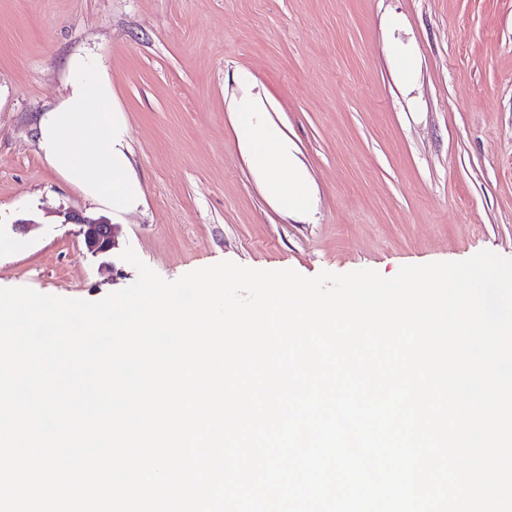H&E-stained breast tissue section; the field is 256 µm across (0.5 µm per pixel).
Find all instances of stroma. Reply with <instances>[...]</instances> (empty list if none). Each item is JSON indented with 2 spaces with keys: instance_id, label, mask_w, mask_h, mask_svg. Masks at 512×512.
<instances>
[{
  "instance_id": "stroma-1",
  "label": "stroma",
  "mask_w": 512,
  "mask_h": 512,
  "mask_svg": "<svg viewBox=\"0 0 512 512\" xmlns=\"http://www.w3.org/2000/svg\"><path fill=\"white\" fill-rule=\"evenodd\" d=\"M85 53L144 190L98 257L66 216L99 206L38 147ZM244 73L309 174L306 220L269 202L240 151ZM1 240L0 288L87 301L136 281L128 248L168 281L223 260L390 278L512 259V0H0Z\"/></svg>"
}]
</instances>
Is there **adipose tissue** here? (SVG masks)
Listing matches in <instances>:
<instances>
[{
	"instance_id": "obj_1",
	"label": "adipose tissue",
	"mask_w": 512,
	"mask_h": 512,
	"mask_svg": "<svg viewBox=\"0 0 512 512\" xmlns=\"http://www.w3.org/2000/svg\"><path fill=\"white\" fill-rule=\"evenodd\" d=\"M69 94L38 121L39 148L54 171L87 198L115 212L143 201L124 138L125 124L111 112L112 86L90 57L76 56L69 68ZM263 102L252 91L237 100L233 126L250 169L285 212L304 216L311 206L307 175L284 135L262 118Z\"/></svg>"
}]
</instances>
